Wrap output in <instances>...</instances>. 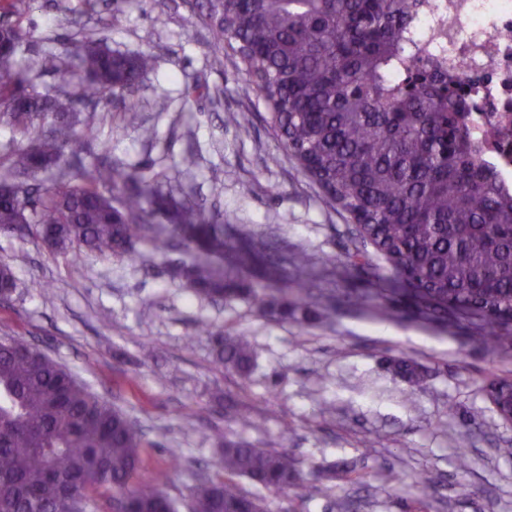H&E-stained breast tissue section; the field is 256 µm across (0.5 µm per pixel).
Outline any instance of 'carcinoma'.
<instances>
[{
	"mask_svg": "<svg viewBox=\"0 0 512 512\" xmlns=\"http://www.w3.org/2000/svg\"><path fill=\"white\" fill-rule=\"evenodd\" d=\"M429 0H206L199 18L212 37L241 58L253 89L268 101L271 121L301 170L328 198L365 225L402 291L443 315L452 306L485 320V342L500 340L512 320V189L486 163V141L512 128L491 124L472 135L454 93L455 71L419 46L416 19ZM20 24L0 26L7 62L0 64V121L17 147L0 155V234L35 233L52 253H128L154 223L147 190L115 201L107 188L121 175L97 163L86 145L97 139L96 115L77 109L85 96L131 90L155 69L152 53H115L77 40L71 90L40 92L33 79L54 65L33 53L19 58ZM170 229L151 238L158 253L179 239L191 253L180 274L205 298L245 293L260 309L288 316L311 299L298 279L272 298L224 284V267L276 262L241 227L175 206ZM216 359L249 371L254 349L244 336L214 337ZM411 383L422 381L409 359L394 362ZM224 479L191 489V512H265L241 492L246 478L269 492L304 489L302 461L285 450L232 441L215 431ZM144 435L64 366L15 338L0 340V512H85L102 488L126 512H178L156 472L135 484Z\"/></svg>",
	"mask_w": 512,
	"mask_h": 512,
	"instance_id": "cac0c4a2",
	"label": "carcinoma"
}]
</instances>
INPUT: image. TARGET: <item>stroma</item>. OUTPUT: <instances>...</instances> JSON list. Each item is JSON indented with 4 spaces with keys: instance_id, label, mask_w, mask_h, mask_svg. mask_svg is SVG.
Here are the masks:
<instances>
[{
    "instance_id": "stroma-1",
    "label": "stroma",
    "mask_w": 512,
    "mask_h": 512,
    "mask_svg": "<svg viewBox=\"0 0 512 512\" xmlns=\"http://www.w3.org/2000/svg\"><path fill=\"white\" fill-rule=\"evenodd\" d=\"M195 2L32 0L23 16L0 11V25L21 23L22 52L54 55L55 67L35 80L42 91L68 83L79 34L118 53H154L156 69L134 92L81 105L96 112L98 139L109 144L98 160L130 175L114 196L145 179L223 224L225 238L249 226L279 272L235 270L232 280L273 295L302 274L312 299L281 320L241 298L197 297L174 273L182 253L159 256L145 239L128 254L76 260L30 234L0 235V262L16 283L0 305V337L30 341L135 421L145 434L139 479L169 469L164 490L180 512H190L198 480L222 475L209 439L215 428L301 459L309 496L266 494L267 512H336L340 499L359 501L360 512H512V427L487 395L492 380L512 378V325L491 347L481 317L452 308L442 320L391 292L374 246L288 155L266 102L248 89L238 56L212 45ZM197 86L210 96L193 95ZM160 97L167 111H155ZM129 99L139 110L131 125ZM241 110L252 116L246 135L228 120ZM190 152L197 164L188 170L180 160ZM272 155L279 164L269 163ZM299 251L310 258L301 274ZM215 330L248 336V375L217 362ZM402 357L423 372L420 386L393 368ZM342 462L351 474L318 481L317 467ZM461 482L469 496H459Z\"/></svg>"
}]
</instances>
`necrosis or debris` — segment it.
Here are the masks:
<instances>
[{"instance_id": "necrosis-or-debris-1", "label": "necrosis or debris", "mask_w": 512, "mask_h": 512, "mask_svg": "<svg viewBox=\"0 0 512 512\" xmlns=\"http://www.w3.org/2000/svg\"><path fill=\"white\" fill-rule=\"evenodd\" d=\"M418 26L441 47L449 65L458 66L460 92L477 140L501 115L512 117V0H456L453 11L431 0ZM488 162L512 184V140L486 141Z\"/></svg>"}]
</instances>
